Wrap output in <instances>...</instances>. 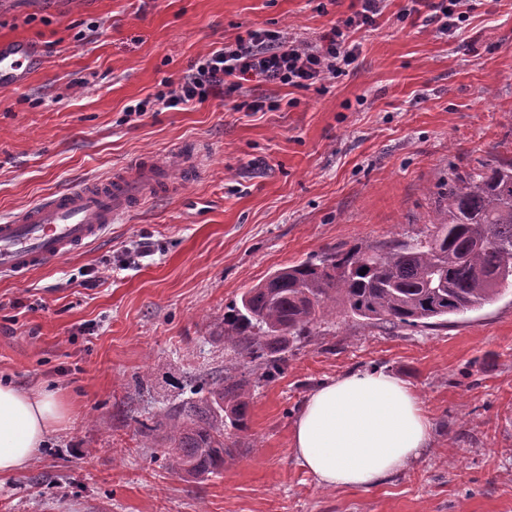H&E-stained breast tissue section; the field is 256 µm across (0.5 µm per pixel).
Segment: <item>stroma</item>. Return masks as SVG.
Here are the masks:
<instances>
[{"label":"stroma","mask_w":512,"mask_h":512,"mask_svg":"<svg viewBox=\"0 0 512 512\" xmlns=\"http://www.w3.org/2000/svg\"><path fill=\"white\" fill-rule=\"evenodd\" d=\"M349 4L0 0V39L41 56L26 83L0 87V219L137 157L195 151L172 191L83 251L0 277V378L71 405L44 454L0 480V512H512V287L434 327L325 319L288 342L268 382L224 342L225 312L274 271L428 240L458 175L512 163V0H459L452 36L386 0L343 75L246 83L240 99L272 111L232 98L127 111L247 29L312 42ZM142 239L152 256L122 265ZM370 370L419 396L430 445L377 487H325L291 450L294 423L321 383ZM241 375L247 428L225 429L223 469L170 473L166 411L200 379Z\"/></svg>","instance_id":"stroma-1"}]
</instances>
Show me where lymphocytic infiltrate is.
Wrapping results in <instances>:
<instances>
[{"mask_svg":"<svg viewBox=\"0 0 512 512\" xmlns=\"http://www.w3.org/2000/svg\"><path fill=\"white\" fill-rule=\"evenodd\" d=\"M358 2L357 10L339 19L315 42L299 40L285 30H246L234 42L197 57L179 81L161 80L155 93L139 101L134 110L180 111L232 96L251 80L307 90L338 76L358 54L349 31L374 26L383 11L384 0Z\"/></svg>","mask_w":512,"mask_h":512,"instance_id":"1","label":"lymphocytic infiltrate"}]
</instances>
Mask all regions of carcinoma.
Returning a JSON list of instances; mask_svg holds the SVG:
<instances>
[{
  "label": "carcinoma",
  "mask_w": 512,
  "mask_h": 512,
  "mask_svg": "<svg viewBox=\"0 0 512 512\" xmlns=\"http://www.w3.org/2000/svg\"><path fill=\"white\" fill-rule=\"evenodd\" d=\"M512 285V164L460 176L432 238L379 250L355 249L275 271L224 314V343L242 360H264L274 377L288 337L304 338L342 313L378 327L428 326L492 302ZM207 395L171 410L161 457L185 478L224 466V419L247 428L250 389L227 377L204 380Z\"/></svg>",
  "instance_id": "cac0c4a2"
}]
</instances>
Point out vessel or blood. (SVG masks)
<instances>
[{"instance_id":"obj_1","label":"vessel or blood","mask_w":512,"mask_h":512,"mask_svg":"<svg viewBox=\"0 0 512 512\" xmlns=\"http://www.w3.org/2000/svg\"><path fill=\"white\" fill-rule=\"evenodd\" d=\"M28 42L0 41V85L21 84L37 69ZM160 162L142 157L95 182L45 195L0 223V275L22 278L100 240L116 217L172 190Z\"/></svg>"}]
</instances>
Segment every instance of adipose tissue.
Wrapping results in <instances>:
<instances>
[{"instance_id":"1","label":"adipose tissue","mask_w":512,"mask_h":512,"mask_svg":"<svg viewBox=\"0 0 512 512\" xmlns=\"http://www.w3.org/2000/svg\"><path fill=\"white\" fill-rule=\"evenodd\" d=\"M70 414L59 393L0 383V478L37 460ZM430 431L411 389L384 372L358 371L309 395L294 424L292 449L323 486L369 489L417 458Z\"/></svg>"}]
</instances>
